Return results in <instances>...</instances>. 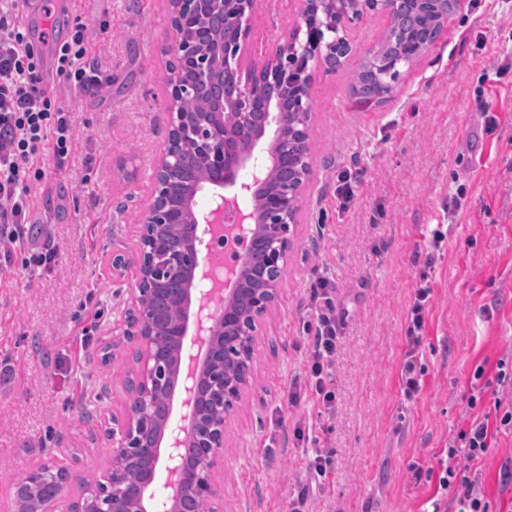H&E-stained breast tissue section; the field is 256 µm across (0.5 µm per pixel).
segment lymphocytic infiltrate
Here are the masks:
<instances>
[{"instance_id":"lymphocytic-infiltrate-1","label":"lymphocytic infiltrate","mask_w":512,"mask_h":512,"mask_svg":"<svg viewBox=\"0 0 512 512\" xmlns=\"http://www.w3.org/2000/svg\"><path fill=\"white\" fill-rule=\"evenodd\" d=\"M22 5L23 0H0V239L20 251L31 246L25 232L32 208L30 186L46 177L40 156L51 152L61 166L74 146L73 115L58 103L43 75L41 55L22 31ZM86 31L84 24H76L54 50L56 76L66 79L78 94L101 87L105 81L101 65L88 58ZM310 292L311 312L305 324L310 336L305 358L307 385H291L288 402L295 405L304 400L319 414L329 415L336 409L332 378L344 317L336 312V288L328 277L315 278ZM430 301L431 288L423 273L412 293L401 369V392L409 402L422 389L425 366L419 347ZM466 402L468 408H483L482 417L459 429L446 456L438 458L427 474L448 492L454 512H490L480 464L492 454L497 433L512 431V357L475 365ZM294 438L304 450L309 473L323 477L331 472L333 452L309 423L297 424Z\"/></svg>"}]
</instances>
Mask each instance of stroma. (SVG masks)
Masks as SVG:
<instances>
[{
    "instance_id": "35a3bbf8",
    "label": "stroma",
    "mask_w": 512,
    "mask_h": 512,
    "mask_svg": "<svg viewBox=\"0 0 512 512\" xmlns=\"http://www.w3.org/2000/svg\"><path fill=\"white\" fill-rule=\"evenodd\" d=\"M302 0H256L247 61L262 65L302 22ZM87 27L90 58L109 77L77 95L52 85L74 114V149L63 169L30 187L29 234L51 261L15 252L0 267V512H18L16 488L56 460L72 473L62 495L112 457L103 416L127 398L124 356L104 360L103 338L127 309L133 275H112V254L131 252L157 153L169 132L168 0H75L62 22L25 28L34 45ZM391 19L365 12L350 24L351 53L317 69L309 89L310 165L278 308L256 349L252 393L226 433L224 512H288L303 492L309 512H432L447 507L437 482L415 467L437 455L473 417L464 400L482 360L512 354V0H460L438 41L400 66L393 90L362 108L352 76L376 51ZM350 183L349 201L337 198ZM448 227L438 255L430 240ZM431 265L422 390L411 402L400 372L412 289ZM336 283L347 312L336 350V414L318 417L288 387L304 376L308 284ZM320 423L336 465L322 484L305 475L292 444L297 420ZM512 458L499 433L481 464L493 512H512L498 471Z\"/></svg>"
}]
</instances>
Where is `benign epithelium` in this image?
Returning a JSON list of instances; mask_svg holds the SVG:
<instances>
[{"instance_id":"obj_1","label":"benign epithelium","mask_w":512,"mask_h":512,"mask_svg":"<svg viewBox=\"0 0 512 512\" xmlns=\"http://www.w3.org/2000/svg\"><path fill=\"white\" fill-rule=\"evenodd\" d=\"M409 0H305L304 25L262 65L264 79L244 72L242 56L250 36L255 0H170V31L161 53L169 68L170 130L154 161L153 185L138 224L131 255H112V271L134 270L129 313L104 340L106 354L132 350V379L121 414L102 419L112 439V459L82 484L79 496L63 504L68 468L51 461L24 479L32 488L53 490L35 499L32 512H196L203 502L217 507L228 426L252 390L255 349L263 323L277 308L285 269L296 244L300 202L310 174L308 89L315 65L335 67L350 52L348 25L364 10L389 11ZM294 91L297 120L282 130L285 113L275 90ZM206 99L205 111H179L182 100ZM276 126L274 147L256 150L266 128ZM193 154L210 171L219 190L205 210L198 190L184 194L171 177ZM279 168L283 180L262 218L245 212L240 196H251ZM252 171V181L240 180ZM234 224L249 246L234 256L222 277L200 258V224ZM199 304L191 309L193 293ZM182 424L171 426L174 397ZM146 467L141 482L130 472Z\"/></svg>"}]
</instances>
